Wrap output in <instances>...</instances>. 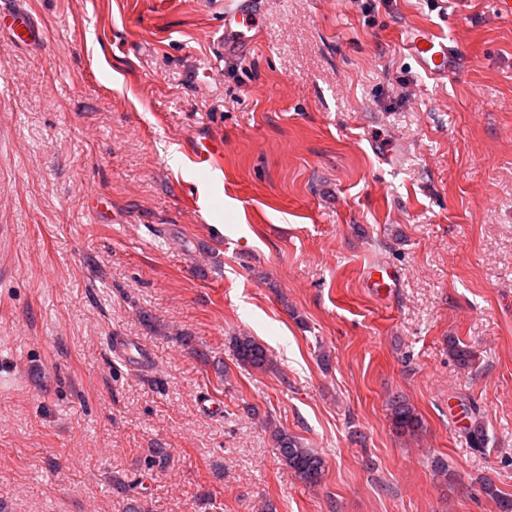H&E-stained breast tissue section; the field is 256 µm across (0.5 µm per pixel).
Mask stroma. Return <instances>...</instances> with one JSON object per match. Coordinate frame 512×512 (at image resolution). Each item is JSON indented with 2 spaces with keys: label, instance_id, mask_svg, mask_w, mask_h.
<instances>
[{
  "label": "stroma",
  "instance_id": "stroma-1",
  "mask_svg": "<svg viewBox=\"0 0 512 512\" xmlns=\"http://www.w3.org/2000/svg\"><path fill=\"white\" fill-rule=\"evenodd\" d=\"M0 7L44 32L0 31V512H498L477 479L512 496V15L262 0L227 58L224 0ZM412 26L455 75L420 69ZM202 138L224 145L207 176ZM373 262L397 287H367ZM242 334L274 368L237 365ZM473 406L482 448L453 424ZM270 418L325 458L320 486ZM10 23L7 25L12 37L19 43L40 41L42 32L34 19L25 11H9ZM406 49L418 66L434 79L448 78L457 68L458 52L448 38L430 29H416L406 37ZM391 425L397 434H415L422 428V418L403 396L392 397L387 405ZM271 437L278 448L282 465L287 474L306 486L315 487L322 483L326 462L312 448H306L300 439L283 427L272 422L266 423Z\"/></svg>",
  "mask_w": 512,
  "mask_h": 512
}]
</instances>
